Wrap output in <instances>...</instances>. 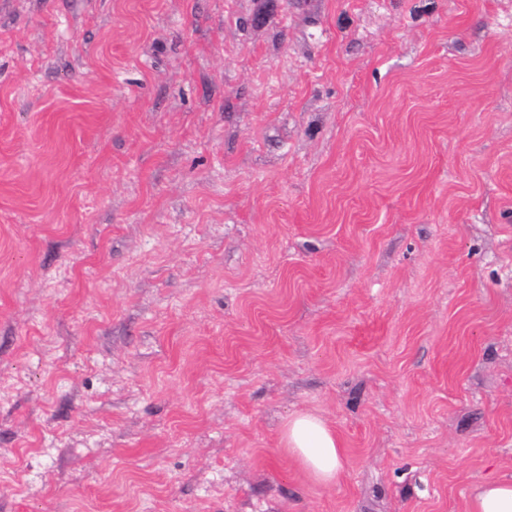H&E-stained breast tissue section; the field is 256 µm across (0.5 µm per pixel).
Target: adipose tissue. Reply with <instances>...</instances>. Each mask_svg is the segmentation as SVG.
<instances>
[{
    "label": "adipose tissue",
    "mask_w": 512,
    "mask_h": 512,
    "mask_svg": "<svg viewBox=\"0 0 512 512\" xmlns=\"http://www.w3.org/2000/svg\"><path fill=\"white\" fill-rule=\"evenodd\" d=\"M286 452L313 481L335 485L344 468V453L335 431L320 416L300 412L283 428ZM468 512H512V475L477 478Z\"/></svg>",
    "instance_id": "adipose-tissue-1"
}]
</instances>
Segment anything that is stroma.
<instances>
[{
    "label": "stroma",
    "instance_id": "obj_1",
    "mask_svg": "<svg viewBox=\"0 0 512 512\" xmlns=\"http://www.w3.org/2000/svg\"><path fill=\"white\" fill-rule=\"evenodd\" d=\"M511 472L512 0H0V512ZM284 449L313 481L336 485L343 468L344 453L336 432L320 416L300 412L283 428Z\"/></svg>",
    "mask_w": 512,
    "mask_h": 512
}]
</instances>
